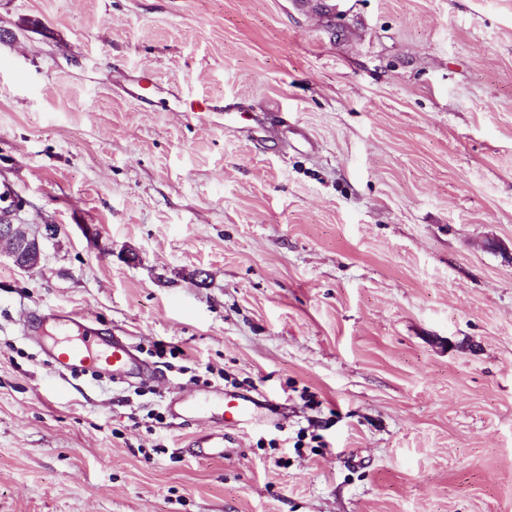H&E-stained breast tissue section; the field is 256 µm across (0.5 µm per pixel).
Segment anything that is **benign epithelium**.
<instances>
[{
	"label": "benign epithelium",
	"mask_w": 512,
	"mask_h": 512,
	"mask_svg": "<svg viewBox=\"0 0 512 512\" xmlns=\"http://www.w3.org/2000/svg\"><path fill=\"white\" fill-rule=\"evenodd\" d=\"M19 206L10 210L8 221L0 224V246H6V252L14 266L23 271L38 268L47 260V244L57 235L58 227L44 225V230H35L29 224L17 221Z\"/></svg>",
	"instance_id": "obj_1"
}]
</instances>
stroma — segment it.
<instances>
[{
  "label": "stroma",
  "mask_w": 512,
  "mask_h": 512,
  "mask_svg": "<svg viewBox=\"0 0 512 512\" xmlns=\"http://www.w3.org/2000/svg\"><path fill=\"white\" fill-rule=\"evenodd\" d=\"M2 186L0 512H512V0H0ZM13 204L2 209L1 214L10 211L8 221L0 224V246H6V252L14 266L23 271L38 268L47 260V244L57 235L58 227L44 225V230H34L30 224L17 221L21 206ZM48 337L54 340L51 358L60 368L93 366L104 361L112 367L114 380H125L141 371L131 345L122 339L112 337L110 341L98 336H81L71 341L59 342L53 336ZM224 408L225 413H235L239 422L251 420L259 408H265L272 411L270 409L271 405L269 404L260 403L250 396L237 394H225ZM195 448H201L202 455L211 457H223L224 455V432L211 431L198 437L194 442Z\"/></svg>",
  "instance_id": "1"
}]
</instances>
